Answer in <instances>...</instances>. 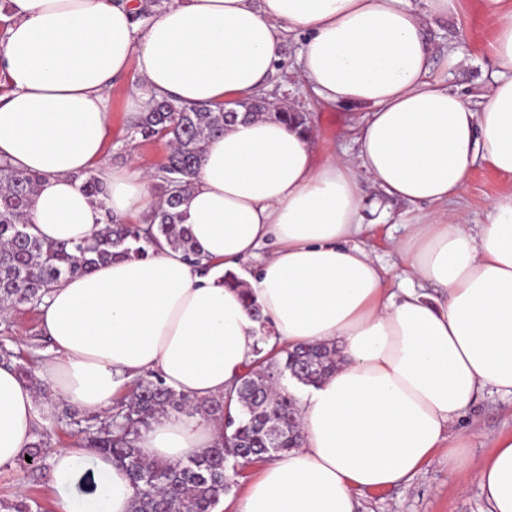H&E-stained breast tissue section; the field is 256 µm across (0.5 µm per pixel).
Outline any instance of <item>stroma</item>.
I'll return each mask as SVG.
<instances>
[{
  "instance_id": "obj_1",
  "label": "stroma",
  "mask_w": 512,
  "mask_h": 512,
  "mask_svg": "<svg viewBox=\"0 0 512 512\" xmlns=\"http://www.w3.org/2000/svg\"><path fill=\"white\" fill-rule=\"evenodd\" d=\"M487 0H456V9L448 18L433 20L426 36L433 46L431 76L447 82L449 88L467 98L486 93L490 83V44L493 32L488 21ZM298 38H289L284 46L282 66L273 77L267 96L288 108L305 112L318 145L331 146L356 158L353 127L357 112L341 107H327L304 91L297 63ZM135 72H128L112 90L109 124L111 134L105 148L108 165L122 168L132 164L156 171L169 153L166 140L151 143L133 141L129 128L128 92L138 85ZM512 178L500 175L484 163H477L466 186L455 200L456 209L467 216L469 228L487 220L488 203ZM407 207L388 201V216L383 223L360 234L356 242L370 250L374 260L388 273V286H399L401 263L391 248L392 239L401 237ZM0 341L20 353L24 360L38 359L48 343L37 330V313L32 309L15 311L0 320ZM453 432L468 434L472 461H480L491 447L493 438L512 432V398L485 388L465 414L452 427ZM357 512H485L475 470L452 472L444 456L431 462L407 481L385 489L358 490L354 493ZM27 501L33 512H57L56 492L48 475H22L13 468L0 472V501Z\"/></svg>"
}]
</instances>
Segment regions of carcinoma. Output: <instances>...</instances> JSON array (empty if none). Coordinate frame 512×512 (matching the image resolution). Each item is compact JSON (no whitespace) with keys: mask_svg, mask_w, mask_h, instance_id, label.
Returning <instances> with one entry per match:
<instances>
[{"mask_svg":"<svg viewBox=\"0 0 512 512\" xmlns=\"http://www.w3.org/2000/svg\"><path fill=\"white\" fill-rule=\"evenodd\" d=\"M240 111L245 119L270 116L304 124L296 112L271 107L265 98L256 95L215 106L150 95L145 111L130 120V129L144 141L165 139L171 146L166 162L159 167L160 203L147 219L148 227L112 220L89 242H50L32 235L29 211L38 177L1 161L0 313L38 306L59 280L91 272L98 264L112 260L117 250L130 258H146L161 239L182 250L191 265L208 269L183 226L182 206L194 188L203 143L224 134ZM284 354L281 362L262 370L254 369L252 364L246 366L235 387V408L222 401L196 405L190 396L176 392L160 376L149 373L116 401L112 413L85 416L68 408L65 417L85 434L87 447L112 457L128 472L135 489L132 512H215L234 478L247 465L267 461L300 445L296 399L282 384L287 373L295 370L302 382L313 385L335 366V352L318 345H299ZM14 358L16 354L0 343V364L14 367L21 378L34 381L32 366ZM192 406L224 422L228 430L224 446L210 448L186 463L144 460L136 448L142 432L162 416ZM52 446L48 433L36 431V440L17 460L22 472L49 470L43 449Z\"/></svg>","mask_w":512,"mask_h":512,"instance_id":"cac0c4a2","label":"carcinoma"}]
</instances>
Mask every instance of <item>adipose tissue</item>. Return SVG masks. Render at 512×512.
Segmentation results:
<instances>
[{
	"label": "adipose tissue",
	"instance_id": "adipose-tissue-1",
	"mask_svg": "<svg viewBox=\"0 0 512 512\" xmlns=\"http://www.w3.org/2000/svg\"><path fill=\"white\" fill-rule=\"evenodd\" d=\"M421 2L171 0L140 26L145 0H0V160L37 176L32 231L49 241L79 243L107 216L144 220L154 208L149 175L104 160L110 90L128 70L141 83L134 111L153 93L221 103L264 88L298 35L306 89L365 113L353 161L267 117L206 139L185 225L209 271L163 242L62 280L37 310L50 346L35 383L88 415L110 413L150 372L196 402L219 400L268 328L287 347L336 344L341 357L296 404L301 447L264 463L237 512H354V490L405 481L442 448L449 469L468 468V438L451 425L483 388L512 396V189L475 232L447 205L476 161L512 176V9L491 0L493 71L473 102L430 77L426 25L455 0ZM87 175L103 201L82 188ZM371 189L380 201L368 202ZM386 199L430 207L394 244L396 292L354 242ZM255 256L257 271L242 269ZM228 272L237 284L225 285ZM35 383L0 366V469L50 424ZM223 442L221 421L189 411L160 418L137 448L185 462ZM50 460L59 512H131L134 487L111 457L79 444ZM87 473L94 492L76 495ZM477 476L486 512H512V434L495 437Z\"/></svg>",
	"mask_w": 512,
	"mask_h": 512
}]
</instances>
